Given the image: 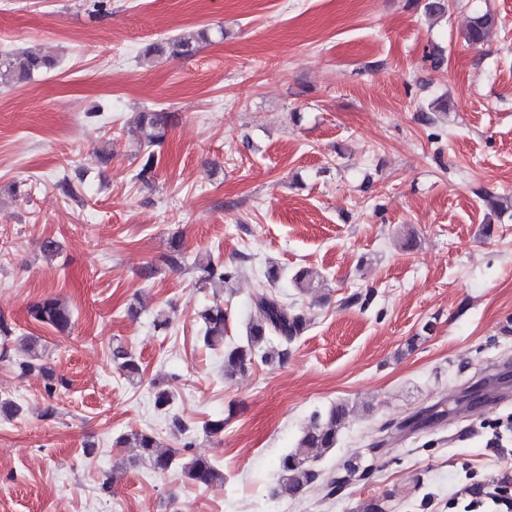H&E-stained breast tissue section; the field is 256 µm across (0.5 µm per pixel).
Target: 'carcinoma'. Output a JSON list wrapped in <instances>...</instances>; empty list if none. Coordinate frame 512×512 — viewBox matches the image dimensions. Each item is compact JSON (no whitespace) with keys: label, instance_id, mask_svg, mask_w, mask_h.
I'll list each match as a JSON object with an SVG mask.
<instances>
[{"label":"carcinoma","instance_id":"obj_1","mask_svg":"<svg viewBox=\"0 0 512 512\" xmlns=\"http://www.w3.org/2000/svg\"><path fill=\"white\" fill-rule=\"evenodd\" d=\"M497 28V19L491 13L471 18L461 36L470 46H481L487 42ZM209 39L206 29H189L177 36L154 43L148 47L144 57L168 54L186 56L196 45ZM56 67V60L37 52H21L0 57V85L4 87L20 86L30 82L38 73L50 71ZM171 116L164 112L149 111L139 115L137 128L140 143L145 147L157 145L166 136ZM197 283L219 280L228 285L234 279V273L224 269V264L209 257H202L194 264ZM282 277V269L276 265L267 266L263 279L253 295L256 315L250 318L245 328L244 341L236 346L224 343L226 330V312L222 303H214L201 314V339L210 350L223 351L224 376L232 377L245 371L255 358L266 363L282 361L288 356L290 346L307 328L308 318L300 309L288 305L276 291ZM293 282L299 292L308 294L318 288L320 274L314 270L302 269L293 275ZM31 317L38 323L58 332L67 330L71 325L72 313L69 307L58 298H46L30 308ZM27 357L17 363L20 373L33 371L44 373L48 396H54L63 382L56 379L54 373L42 363L44 351L36 341L26 340ZM112 357L118 363L125 379L131 383L140 379L141 366L138 358L124 345L118 343L112 348ZM175 399L174 392L163 386H155L154 407L164 413L169 412ZM352 409L344 403L336 404L324 412L313 414L310 423L303 429L296 447L282 454L278 460L281 472L282 488L296 496L323 479L331 490H339L355 481L358 471L347 470L337 476L323 477L317 469L318 462L327 452L336 447L339 434ZM117 446L129 448L134 452L133 459L143 462L155 471H167L180 466L181 476L192 484L209 487L224 482V472L212 460L203 456H191L184 462L176 459L178 450L164 447L159 438L147 431H135L120 436Z\"/></svg>","mask_w":512,"mask_h":512}]
</instances>
